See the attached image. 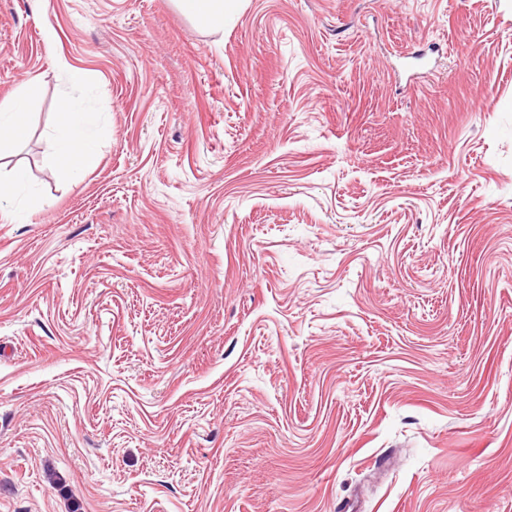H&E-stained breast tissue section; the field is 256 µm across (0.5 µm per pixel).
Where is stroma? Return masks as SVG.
Here are the masks:
<instances>
[{
  "instance_id": "stroma-1",
  "label": "stroma",
  "mask_w": 512,
  "mask_h": 512,
  "mask_svg": "<svg viewBox=\"0 0 512 512\" xmlns=\"http://www.w3.org/2000/svg\"><path fill=\"white\" fill-rule=\"evenodd\" d=\"M19 91L0 512H512V0H0ZM224 1L228 0H177L180 10L215 29L224 27ZM53 145L54 175L60 181L70 180L79 171L92 170L100 162L86 115L71 103L59 112Z\"/></svg>"
}]
</instances>
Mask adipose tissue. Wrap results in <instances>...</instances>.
<instances>
[{"instance_id":"obj_1","label":"adipose tissue","mask_w":512,"mask_h":512,"mask_svg":"<svg viewBox=\"0 0 512 512\" xmlns=\"http://www.w3.org/2000/svg\"><path fill=\"white\" fill-rule=\"evenodd\" d=\"M27 109V99L21 93L0 102V150L24 137ZM53 145L54 175L58 180H70L77 172L94 169L100 162L86 115L73 104H65L59 113Z\"/></svg>"}]
</instances>
